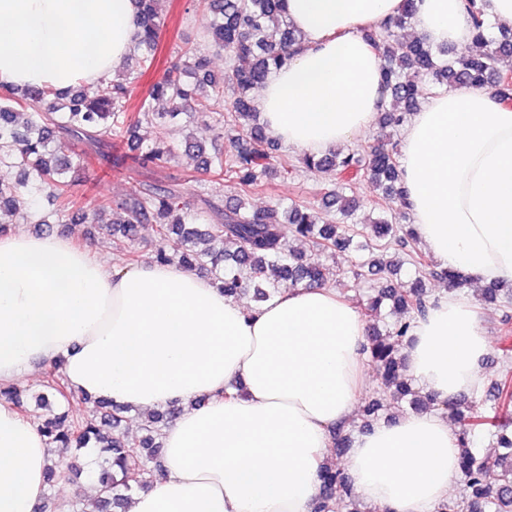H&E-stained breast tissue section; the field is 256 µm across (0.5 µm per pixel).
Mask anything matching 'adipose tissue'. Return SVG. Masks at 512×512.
<instances>
[{
  "label": "adipose tissue",
  "mask_w": 512,
  "mask_h": 512,
  "mask_svg": "<svg viewBox=\"0 0 512 512\" xmlns=\"http://www.w3.org/2000/svg\"><path fill=\"white\" fill-rule=\"evenodd\" d=\"M403 0H285L302 46L258 91L278 142L320 153L378 119L386 91L365 33ZM414 32L472 45L463 0H416ZM134 0H0V85L63 90L111 78L134 50ZM413 229L474 285L512 283V105L483 88L438 93L400 146ZM366 322L335 289L299 284L257 308L176 265L122 268L66 235L0 236V384L62 363L68 388L148 413L162 467L127 512H314L331 430L369 384ZM489 340L460 292L441 293L404 349L414 385L448 400L477 389ZM50 448L0 402V512H36ZM458 435L434 411L356 434L345 475L378 512H435L458 476Z\"/></svg>",
  "instance_id": "obj_1"
}]
</instances>
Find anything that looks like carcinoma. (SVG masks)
I'll use <instances>...</instances> for the list:
<instances>
[{
	"instance_id": "cac0c4a2",
	"label": "carcinoma",
	"mask_w": 512,
	"mask_h": 512,
	"mask_svg": "<svg viewBox=\"0 0 512 512\" xmlns=\"http://www.w3.org/2000/svg\"><path fill=\"white\" fill-rule=\"evenodd\" d=\"M136 2V65L116 73L112 81L96 85L93 96L80 89L58 94L51 88L15 92L0 87V168L21 170L17 180L0 178V209L33 224H45L35 201L46 194L60 203L61 212H69L76 203L65 174L92 158L110 170L128 165L154 173L181 151L199 159L209 167L215 184L232 181L241 194L225 200L214 188L202 199L200 213L193 214L183 202L180 184L154 178L139 182L121 197L96 198L81 220L93 224L105 237L129 242L138 239L143 225H155L156 233L171 243V250L158 252L154 263L206 271L224 288V294L234 298L251 290L262 301L280 288L300 283L322 286V257H351L344 287L371 284L370 294L356 299V304L372 321L363 353L376 367L380 380L359 428L370 427L408 397L417 409L447 416L458 424L460 474L466 492L439 504L435 512H512V285L490 284L483 290L487 303L504 310L502 370L490 381L494 395L448 401L430 394L419 396L406 376L401 350L413 321L425 317L435 302L425 281L444 280L454 289L466 281L416 249L417 238L405 223L409 212L397 145L381 144L368 151L336 149L323 155L305 153L294 163L283 157L279 143L267 135L253 105L254 95L268 75L287 63L300 44L282 0H201L208 17L207 47H185L191 63L166 71L138 111L128 112L140 76L154 66L165 23L161 0ZM466 10L474 41L482 47L477 55L452 56L448 48L434 47L410 33L414 0H405L399 17L365 34L382 59L388 90L389 101L379 115L381 128L401 125L429 94L482 88L491 81L497 84L499 100L512 103V69L500 67L512 57V30L491 36L475 0H467ZM212 55L229 56L239 64L218 80L209 71ZM159 99L169 104L161 112L151 105ZM181 115L189 124L199 118L210 119L215 142L224 138L225 131L235 132L231 136L233 151L228 155L218 148L210 151L191 135L180 145L163 135L146 146L141 144L137 128L142 122L165 128ZM72 141L85 146L84 157L75 160L61 152L64 144ZM295 171L332 175L333 189L322 197L323 220L303 204L284 210L278 202L263 209L249 206L248 197L263 189L270 176L276 172L288 176ZM359 181L371 185L384 203L383 217L365 225L358 224L355 217L358 201L348 196ZM107 212L112 219L103 224L101 217ZM292 240L307 242L310 253L292 250ZM404 264L414 267V276L408 285H396L393 279ZM58 370L55 365L46 372V395L41 400L56 402L59 411L40 423L41 433L54 448H91L104 457L97 473L99 495L94 509L89 511L75 502L71 512H114L128 499V492L143 487L152 477L149 464L160 458L161 430L175 409L150 416L140 436L122 435L118 432L120 409L103 399L84 395L82 400L93 404V409L83 415L73 413V395ZM0 401L10 402L22 415H28L16 387L0 386ZM478 438L495 440L497 447L507 449L506 454L480 457L474 447ZM321 481L327 499L354 497L342 470L334 466L322 471Z\"/></svg>"
}]
</instances>
